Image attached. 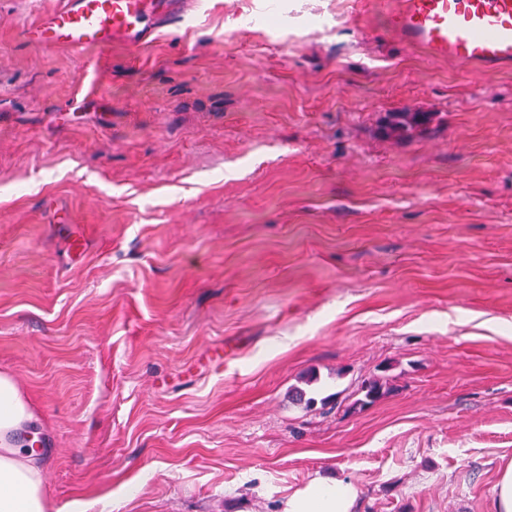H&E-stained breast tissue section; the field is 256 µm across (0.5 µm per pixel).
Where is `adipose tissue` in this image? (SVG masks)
I'll return each instance as SVG.
<instances>
[{"mask_svg": "<svg viewBox=\"0 0 512 512\" xmlns=\"http://www.w3.org/2000/svg\"><path fill=\"white\" fill-rule=\"evenodd\" d=\"M32 418L15 378L0 374V512H49L39 453L10 440ZM357 498L353 483L319 476L289 495L282 512H355Z\"/></svg>", "mask_w": 512, "mask_h": 512, "instance_id": "ef3b65f1", "label": "adipose tissue"}]
</instances>
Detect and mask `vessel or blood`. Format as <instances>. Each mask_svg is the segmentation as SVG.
Returning a JSON list of instances; mask_svg holds the SVG:
<instances>
[{"mask_svg": "<svg viewBox=\"0 0 512 512\" xmlns=\"http://www.w3.org/2000/svg\"><path fill=\"white\" fill-rule=\"evenodd\" d=\"M194 0H65L27 27L37 47L139 48ZM390 30L406 45L489 73L512 67V0H394Z\"/></svg>", "mask_w": 512, "mask_h": 512, "instance_id": "1", "label": "vessel or blood"}]
</instances>
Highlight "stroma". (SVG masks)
<instances>
[{"label":"stroma","mask_w":512,"mask_h":512,"mask_svg":"<svg viewBox=\"0 0 512 512\" xmlns=\"http://www.w3.org/2000/svg\"><path fill=\"white\" fill-rule=\"evenodd\" d=\"M63 2L0 0V373L50 512H281L317 476L356 512H495L512 69L405 45L380 0L29 45ZM428 120L429 117L420 112H392L388 130L392 134L403 136L426 124Z\"/></svg>","instance_id":"1"}]
</instances>
